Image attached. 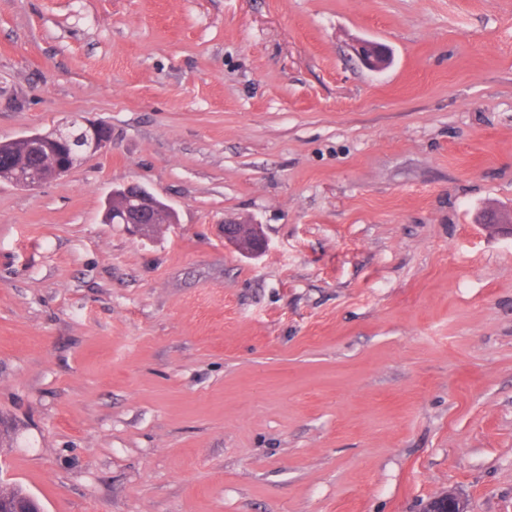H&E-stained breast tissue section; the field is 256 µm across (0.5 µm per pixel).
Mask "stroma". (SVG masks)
<instances>
[{"instance_id":"35a3bbf8","label":"stroma","mask_w":512,"mask_h":512,"mask_svg":"<svg viewBox=\"0 0 512 512\" xmlns=\"http://www.w3.org/2000/svg\"><path fill=\"white\" fill-rule=\"evenodd\" d=\"M82 118L108 152L0 179V486L512 512V0H0V141ZM131 182L176 223H103ZM359 60L374 71L383 70L390 63L388 49L380 43L363 40L355 47Z\"/></svg>"}]
</instances>
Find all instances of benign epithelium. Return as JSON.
Instances as JSON below:
<instances>
[{
  "mask_svg": "<svg viewBox=\"0 0 512 512\" xmlns=\"http://www.w3.org/2000/svg\"><path fill=\"white\" fill-rule=\"evenodd\" d=\"M359 60L374 71L384 69L390 63V53L381 44L363 40L355 47ZM20 141L27 144V150L42 154V165L38 168L26 169L19 175V183L23 189L34 192L49 181L64 180L77 161L82 157L93 156L108 150L112 145V129L102 123L83 120V125L78 127V133L68 128L64 131L45 132L20 137ZM75 142L79 151L69 160L62 161L51 153V147L56 143ZM124 194L128 198V205L122 212L112 213L111 208H106L105 221L107 223L126 224L133 232L141 237H148V229L154 224L153 217L161 208V200L145 185L132 182L112 190V194ZM486 223L499 230L506 236L512 237V212H491ZM224 241L236 247L241 246V239L248 233L252 237L250 246L244 253L257 255L266 248V240L259 230V226L252 224L249 227H241L235 223H226L223 226ZM453 500L456 507L453 512H468V506L464 499L455 492L448 491L432 498L426 505L427 512H446L448 500ZM31 497L16 499H4L0 497V512H28L31 508Z\"/></svg>",
  "mask_w": 512,
  "mask_h": 512,
  "instance_id": "7a95c632",
  "label": "benign epithelium"
}]
</instances>
